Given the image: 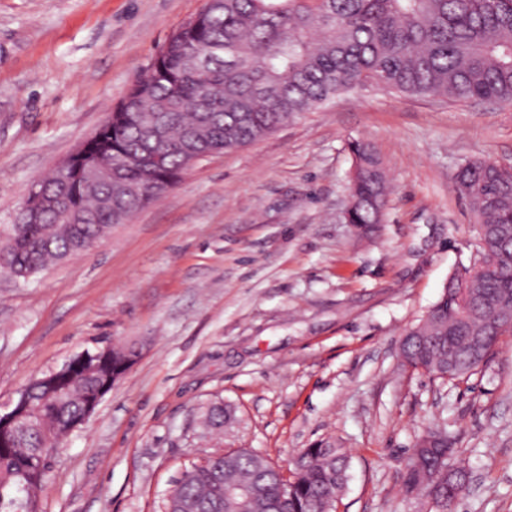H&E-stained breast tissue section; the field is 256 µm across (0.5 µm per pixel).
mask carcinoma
I'll list each match as a JSON object with an SVG mask.
<instances>
[{"instance_id":"carcinoma-1","label":"carcinoma","mask_w":512,"mask_h":512,"mask_svg":"<svg viewBox=\"0 0 512 512\" xmlns=\"http://www.w3.org/2000/svg\"><path fill=\"white\" fill-rule=\"evenodd\" d=\"M376 83L390 92L458 101L512 103V0H214L165 44L146 74L151 103L131 98L113 118L101 148L130 184L160 191L122 203L119 216L104 200L115 184L73 187L85 220L66 224L47 210L38 224H13L0 238V272L27 278L98 244L120 221L158 200L192 167L263 138L336 97ZM354 170L345 220L368 228L384 222L390 195L385 166L369 143L351 145ZM455 191L468 201L478 237L438 301L400 344L403 364L434 380L474 374L501 336L512 333V164L473 159L462 164ZM483 336L475 359L461 337ZM94 382L77 375L60 396L38 394L33 409L56 433L30 429L0 444V486L45 483L67 426L81 414ZM234 420L215 403L202 415L210 432ZM461 465L454 439L438 427L422 435L404 465L409 494L421 489L436 512H454L448 471ZM349 458L330 442L300 451L283 479L265 456L229 450L194 463L178 481L168 512H334L349 481ZM224 485L253 483L233 506L217 497Z\"/></svg>"}]
</instances>
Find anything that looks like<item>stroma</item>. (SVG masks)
Returning a JSON list of instances; mask_svg holds the SVG:
<instances>
[{
	"label": "stroma",
	"instance_id": "obj_1",
	"mask_svg": "<svg viewBox=\"0 0 512 512\" xmlns=\"http://www.w3.org/2000/svg\"><path fill=\"white\" fill-rule=\"evenodd\" d=\"M203 5L0 0V230ZM356 140L393 186L371 239L344 220ZM475 158L512 162V104L366 85L194 165L93 250L0 275V405L82 350L141 348L62 442L36 512H164L205 455L246 448L284 466L321 440L350 457L337 512H430L407 494L404 460L443 424L469 472L456 512H512V335L447 383L399 354L476 254L453 189ZM215 402L236 419L206 436L196 419Z\"/></svg>",
	"mask_w": 512,
	"mask_h": 512
}]
</instances>
